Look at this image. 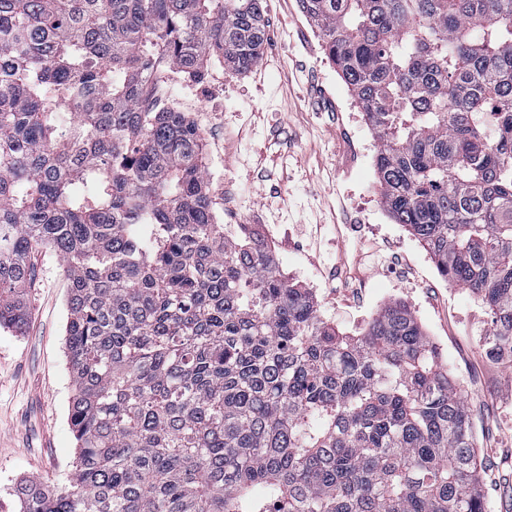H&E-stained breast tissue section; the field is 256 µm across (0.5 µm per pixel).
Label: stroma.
I'll return each mask as SVG.
<instances>
[{
  "label": "stroma",
  "mask_w": 512,
  "mask_h": 512,
  "mask_svg": "<svg viewBox=\"0 0 512 512\" xmlns=\"http://www.w3.org/2000/svg\"><path fill=\"white\" fill-rule=\"evenodd\" d=\"M264 12L267 42L250 72L215 67L202 87L176 83L168 100L203 134L224 232L256 225L283 273L310 288L341 331L362 332L391 301L408 304L461 383L488 510L512 512V362L479 349L491 316L470 290L442 279L381 206L378 141L298 0H264ZM30 262L26 328L0 329V512H19L21 480L67 486L76 457L67 283L51 249L37 248Z\"/></svg>",
  "instance_id": "1"
}]
</instances>
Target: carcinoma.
<instances>
[{
	"label": "carcinoma",
	"instance_id": "1",
	"mask_svg": "<svg viewBox=\"0 0 512 512\" xmlns=\"http://www.w3.org/2000/svg\"><path fill=\"white\" fill-rule=\"evenodd\" d=\"M299 2L378 138L381 204L512 359V0ZM265 42L263 0H0V328L53 249L79 449L20 512H488L413 312L323 321L258 231L224 234L199 127L151 103Z\"/></svg>",
	"mask_w": 512,
	"mask_h": 512
}]
</instances>
